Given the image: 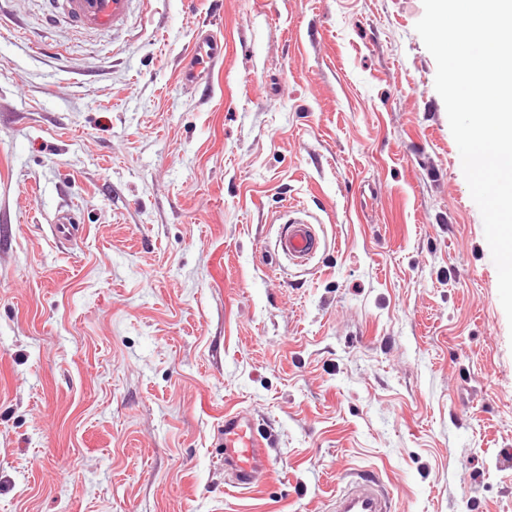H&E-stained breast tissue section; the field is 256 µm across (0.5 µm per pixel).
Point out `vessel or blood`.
Listing matches in <instances>:
<instances>
[{"instance_id": "b4317fda", "label": "vessel or blood", "mask_w": 512, "mask_h": 512, "mask_svg": "<svg viewBox=\"0 0 512 512\" xmlns=\"http://www.w3.org/2000/svg\"><path fill=\"white\" fill-rule=\"evenodd\" d=\"M49 19L65 15L75 25L106 29L124 25L134 8H146L148 0H47ZM224 43L206 31H198L190 54L181 68L184 84L196 82L207 63L223 57ZM321 240L307 217L289 219L280 234L278 251L296 266L306 265ZM224 449V469L239 489L253 488L260 475L270 470V440L250 413L228 410L218 435ZM335 512H392V501L380 488L377 478L364 476L342 482L336 496Z\"/></svg>"}]
</instances>
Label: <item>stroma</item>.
I'll list each match as a JSON object with an SVG mask.
<instances>
[{"label": "stroma", "instance_id": "35a3bbf8", "mask_svg": "<svg viewBox=\"0 0 512 512\" xmlns=\"http://www.w3.org/2000/svg\"><path fill=\"white\" fill-rule=\"evenodd\" d=\"M0 12V512H330L342 471L393 512H512V323L422 0ZM201 28L224 60L196 91ZM234 409L272 440L246 492ZM48 18L54 21L59 13L77 26L106 29L124 25L135 6L144 9L147 0H45ZM224 57V42L206 30H199L194 37L191 53L185 58L181 68V79L184 84L196 82L207 63ZM320 243L314 224L303 215L288 220V226L280 234L276 246L288 263L303 266L315 255ZM223 428L218 440L224 447V470L236 488L251 489L270 470V440L247 411H225Z\"/></svg>", "mask_w": 512, "mask_h": 512}]
</instances>
